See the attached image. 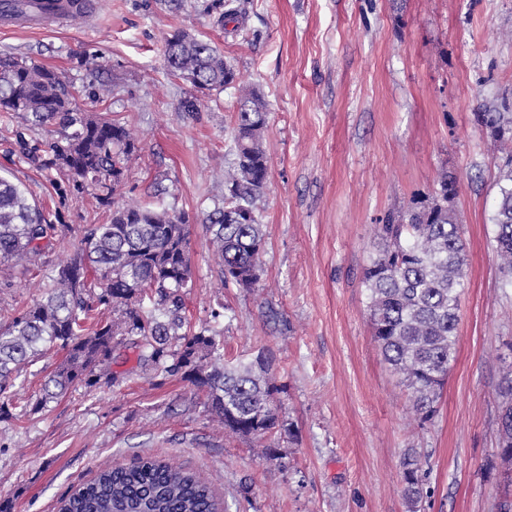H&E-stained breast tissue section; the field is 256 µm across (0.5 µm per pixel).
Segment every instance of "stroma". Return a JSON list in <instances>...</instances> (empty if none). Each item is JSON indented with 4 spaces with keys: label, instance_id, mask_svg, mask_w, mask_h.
I'll return each mask as SVG.
<instances>
[{
    "label": "stroma",
    "instance_id": "stroma-1",
    "mask_svg": "<svg viewBox=\"0 0 512 512\" xmlns=\"http://www.w3.org/2000/svg\"><path fill=\"white\" fill-rule=\"evenodd\" d=\"M209 2L101 0L87 23L0 29V55L62 73L81 109L138 134L123 193L162 196L188 215L187 318L199 327L222 309L226 361L272 352L277 409L294 435L278 439L280 459L258 457L250 441L225 435L190 383L136 375L131 349L114 354L118 385L91 395L78 387L25 414L60 359L50 351L0 400V512H56L100 467L146 455L197 472L226 512H498L512 288L502 285L490 221L499 152L477 114L512 100V0H236L238 31ZM178 30L216 46L266 103L265 247L252 288L221 284L201 222L224 199L240 88L198 95L171 75L164 40ZM102 82L112 92L99 102L91 93ZM193 96L198 111H185ZM60 132L0 113V170L65 227L30 271L0 265V324L41 296L82 228L108 213L94 191L47 168L45 145ZM444 168L457 178L466 278L456 360L437 415L423 421L371 336L361 277L385 214L428 192ZM409 451L426 473L414 507L400 467Z\"/></svg>",
    "mask_w": 512,
    "mask_h": 512
}]
</instances>
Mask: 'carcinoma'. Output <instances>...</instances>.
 Wrapping results in <instances>:
<instances>
[{
  "mask_svg": "<svg viewBox=\"0 0 512 512\" xmlns=\"http://www.w3.org/2000/svg\"><path fill=\"white\" fill-rule=\"evenodd\" d=\"M209 10L224 23L238 18L230 0H211ZM164 56L170 73L194 88L222 90L240 82L215 46L185 32L165 39ZM79 96L55 70L0 57V112H23L37 125L62 126L61 138L48 145L47 165L64 169L77 188L98 191L100 202L112 208L105 223L83 230L42 296L0 326V395L43 352L63 353L30 409L35 414L73 387L92 393L114 382V351L135 348L142 373L190 382L204 393L225 434L251 441L266 459L277 458L274 438L291 437L294 429L274 404L282 386L271 353L226 362L217 332L209 325L190 326L184 316L193 288L188 220L159 201L117 200L139 140L126 124L81 110ZM480 116L503 153L491 222L503 284L512 287V105L504 98ZM266 123L262 97L244 93L235 118V159L224 171V206L201 219L222 281L242 288L255 286L262 270L265 234L256 202L268 180ZM455 182L445 170L432 192L412 199L405 210L388 212L378 228L381 249L362 274L373 338L412 390L423 419L437 412L458 340L466 254L448 200V185ZM63 230L47 222L25 189L0 174V265L29 261ZM503 397L499 457L511 463V378H505ZM401 466L404 495L414 508L422 494V466L410 456ZM57 512H224V499L194 471L145 456L129 466L100 469L62 497Z\"/></svg>",
  "mask_w": 512,
  "mask_h": 512,
  "instance_id": "1",
  "label": "carcinoma"
}]
</instances>
